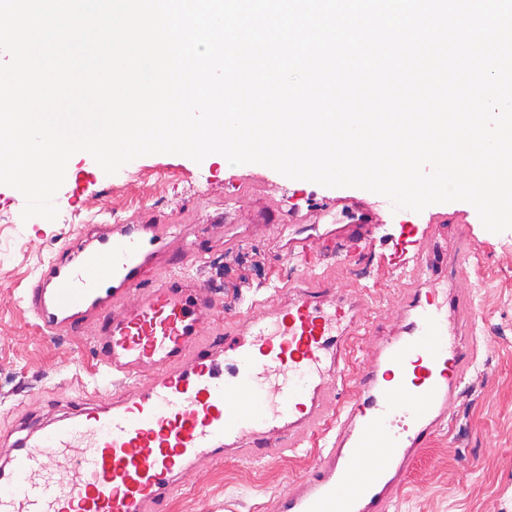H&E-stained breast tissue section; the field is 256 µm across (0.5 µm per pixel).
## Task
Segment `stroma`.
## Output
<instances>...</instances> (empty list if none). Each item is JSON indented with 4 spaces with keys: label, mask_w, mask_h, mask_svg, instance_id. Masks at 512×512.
I'll return each instance as SVG.
<instances>
[{
    "label": "stroma",
    "mask_w": 512,
    "mask_h": 512,
    "mask_svg": "<svg viewBox=\"0 0 512 512\" xmlns=\"http://www.w3.org/2000/svg\"><path fill=\"white\" fill-rule=\"evenodd\" d=\"M69 166L52 222L34 217L19 223L25 199L0 185V446L22 437L27 426L67 413L79 383H86L93 403L133 388L128 381L96 386L86 337H46L18 303L19 286L84 231L90 216L107 210L135 224L194 225L208 261L190 274L212 291L221 315L230 316L255 300L278 302L281 287L297 286L302 277V263L277 257L279 222L271 212L280 195L303 215L316 203L363 194L292 180L270 168L233 166L222 157L197 163L153 154L108 175L82 153ZM235 174L249 175L248 184L231 188ZM370 201L389 212L387 222L375 225L359 248L319 247L310 261L371 316L384 317V333L395 326L401 264L412 256L425 225L448 219L449 240L465 235L476 250L469 264L449 268L448 275L472 285L473 320L456 340L477 345V369L462 385L447 424L411 464L392 512H512V230H486L474 207L462 201L419 213L393 210L383 196ZM324 445L317 435L287 456H264L246 445L202 460L183 476L166 512H260L274 492L311 468Z\"/></svg>",
    "instance_id": "35a3bbf8"
}]
</instances>
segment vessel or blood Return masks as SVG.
I'll return each instance as SVG.
<instances>
[{
  "instance_id": "obj_1",
  "label": "vessel or blood",
  "mask_w": 512,
  "mask_h": 512,
  "mask_svg": "<svg viewBox=\"0 0 512 512\" xmlns=\"http://www.w3.org/2000/svg\"><path fill=\"white\" fill-rule=\"evenodd\" d=\"M318 215L339 224L291 239L290 257L307 258L316 241H360L385 221L357 197L322 203ZM443 230L428 225L413 253L400 336L377 345L357 392L338 405L340 342L381 326L338 282L293 289L271 310L253 302L210 329L217 300L184 272L206 254L167 225L116 218L64 244L21 290L24 311L47 337L90 336L95 373L136 387L91 412L75 397L70 415L1 448L0 512H163L196 462L247 438L261 447L284 435L295 452L327 426L315 466L275 495L271 512H390L411 460L477 367L476 349L448 337L471 314L472 290L445 272L467 264L473 247L435 251ZM151 264L163 272L149 281ZM146 369L153 375L140 381Z\"/></svg>"
}]
</instances>
